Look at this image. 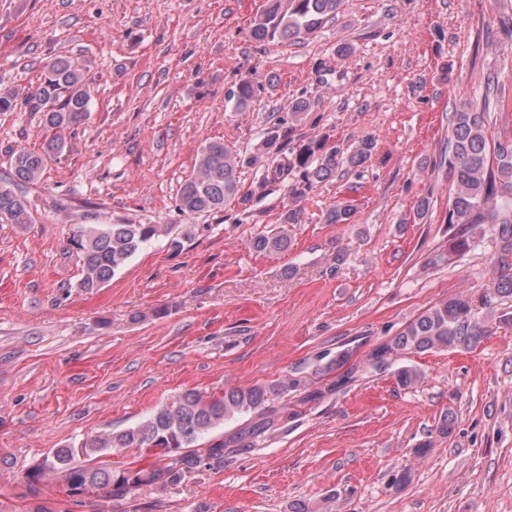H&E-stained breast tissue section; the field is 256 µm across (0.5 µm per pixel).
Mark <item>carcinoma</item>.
I'll return each mask as SVG.
<instances>
[{
    "label": "carcinoma",
    "instance_id": "carcinoma-1",
    "mask_svg": "<svg viewBox=\"0 0 512 512\" xmlns=\"http://www.w3.org/2000/svg\"><path fill=\"white\" fill-rule=\"evenodd\" d=\"M344 0H267L254 18L251 35L256 40L294 43L315 37L340 12ZM262 86L252 77L240 79L237 105L255 98ZM26 103L43 113L45 123L55 135L41 152L20 148L12 154V177L0 183V223L30 224L31 205L24 186L41 180L47 160L66 145V132L90 116V96L86 79L78 64L69 57L57 56L48 65L47 75ZM491 90L481 99L465 100L448 117V154L441 162L448 165V178L454 190L448 203L447 245L433 250L422 263L428 272L451 263L473 251L478 243L476 229L489 225L495 244L492 256L494 277L479 294H459L444 298L413 320L387 342L374 348L363 369H380L393 357L411 352L439 349L476 348L488 336L489 321L512 324V140H489L488 109ZM374 139L365 135L347 148L325 147L311 141L283 157L272 159L262 182L277 181L293 172L302 173L287 186L293 202L281 216L283 224H300L299 203L318 183L332 178L343 168H359L372 157ZM241 159L232 155L224 143L209 141L197 151L191 173L181 183L178 210L187 216L220 212L235 200L240 186L237 168ZM351 205L339 202L326 209V224H345L352 217ZM170 234L166 224H85L70 240L72 252L81 266L79 286L93 292L127 265L153 240ZM251 247L259 253L287 251L291 239L285 229L260 231ZM399 384L412 387L424 374L414 366L396 372ZM302 387L299 379L278 381L250 388H233L220 397L186 390L163 404L148 419L120 431L103 432L83 439L78 445L57 448L28 474L29 493L37 496L42 480L55 477L69 496L107 495L123 498L145 487L163 491L180 484L201 462L195 443L220 428L236 415L251 413L258 420L248 436L257 438L269 429L267 414L276 401ZM114 448H134L156 455L162 465L129 466L112 469L97 463Z\"/></svg>",
    "mask_w": 512,
    "mask_h": 512
}]
</instances>
